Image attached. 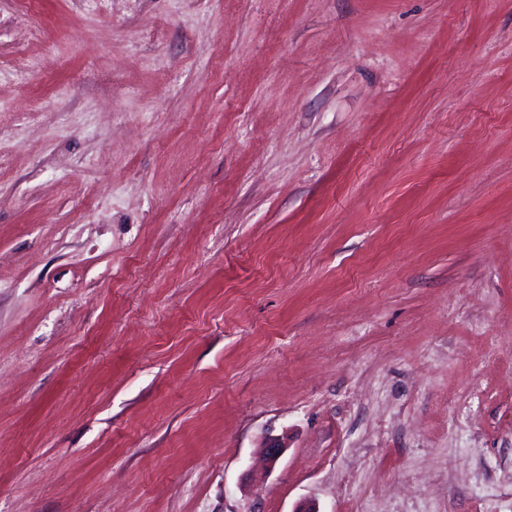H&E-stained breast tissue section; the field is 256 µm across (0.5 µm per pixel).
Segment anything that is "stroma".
<instances>
[{
    "mask_svg": "<svg viewBox=\"0 0 512 512\" xmlns=\"http://www.w3.org/2000/svg\"><path fill=\"white\" fill-rule=\"evenodd\" d=\"M305 499L512 512V0H0V512Z\"/></svg>",
    "mask_w": 512,
    "mask_h": 512,
    "instance_id": "obj_1",
    "label": "stroma"
}]
</instances>
